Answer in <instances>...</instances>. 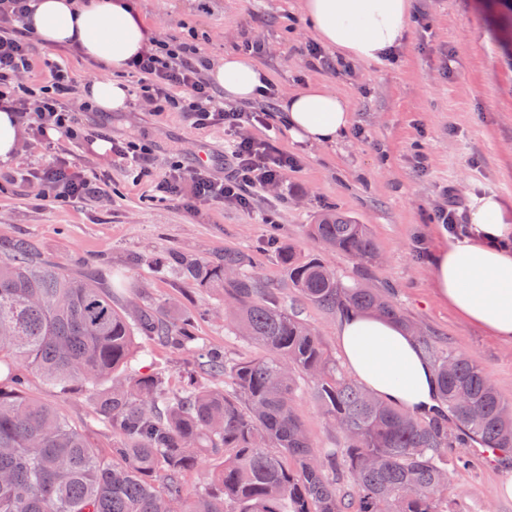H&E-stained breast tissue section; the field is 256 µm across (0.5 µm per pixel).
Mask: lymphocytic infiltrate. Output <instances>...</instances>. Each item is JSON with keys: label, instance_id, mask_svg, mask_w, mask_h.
<instances>
[{"label": "lymphocytic infiltrate", "instance_id": "1", "mask_svg": "<svg viewBox=\"0 0 512 512\" xmlns=\"http://www.w3.org/2000/svg\"><path fill=\"white\" fill-rule=\"evenodd\" d=\"M31 3L32 0H0V103H9L12 111L37 134L54 130L73 139L82 138L76 114L61 105L62 98L71 92L69 77L61 65H52V82L40 89L16 83L18 75L31 63L34 33L25 23ZM205 66L196 46L174 36L158 39L149 51L129 62L132 73L145 82L143 99L153 102L156 111L186 112L197 128L221 125L234 134L229 147V176L219 180L206 170L189 169L176 161L159 179L157 188L190 210L196 203L212 201L247 211L255 192L282 182L294 161L269 142L241 135L243 126L266 124L269 113L263 108L246 110L216 101L202 76ZM34 177L43 197L58 203L103 191L96 176L64 160L49 162Z\"/></svg>", "mask_w": 512, "mask_h": 512}]
</instances>
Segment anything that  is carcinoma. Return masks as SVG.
I'll use <instances>...</instances> for the list:
<instances>
[{"instance_id":"carcinoma-1","label":"carcinoma","mask_w":512,"mask_h":512,"mask_svg":"<svg viewBox=\"0 0 512 512\" xmlns=\"http://www.w3.org/2000/svg\"><path fill=\"white\" fill-rule=\"evenodd\" d=\"M324 248L367 267L378 258L366 225L322 213L310 225ZM288 286L328 311L372 312L405 326L434 354L438 404L406 414L339 372L320 337L279 289L249 272L247 254L172 252L166 261L195 288H220L233 324L259 356L228 361L166 307L120 308L99 279L74 277L30 242H0V512H446L448 461L472 442L512 453V405L475 360L440 351L373 288L342 285L321 258L278 246ZM201 356L171 390L161 374L131 371L136 335ZM88 400L112 434L102 449L52 405L27 393L26 372ZM313 379L327 418L345 436L324 455L292 396ZM213 460L192 493L187 475ZM352 491L336 488V471Z\"/></svg>"}]
</instances>
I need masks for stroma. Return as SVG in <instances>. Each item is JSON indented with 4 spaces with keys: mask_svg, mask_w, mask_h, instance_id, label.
Segmentation results:
<instances>
[{
    "mask_svg": "<svg viewBox=\"0 0 512 512\" xmlns=\"http://www.w3.org/2000/svg\"><path fill=\"white\" fill-rule=\"evenodd\" d=\"M136 2L157 36H197L210 63L243 51L247 43L263 44L257 62L278 94L328 86L350 103L348 129L336 142L309 145L293 140L277 119L248 127L252 137L296 158L287 181L256 193L248 213L217 204L190 212L162 198L154 182L135 180L129 162L109 150L98 152L87 140L102 133L116 142L145 144L159 176L174 160L195 167V154L205 147L213 156L212 173L221 177L229 132L220 126L195 128L188 113H157L135 96L123 112L85 110L81 89L100 76L98 64L75 49L38 41L21 83L33 89L48 85V60L62 63L75 87L63 104L78 113L87 138L79 142L31 132L16 159L0 163V238L28 240L74 274L94 270L124 278L129 287L115 294L117 306L177 300L194 320L197 335L223 348L230 360L256 356L259 349L236 336L224 319L223 293L187 287L176 270L155 260L173 250L209 253L232 247L248 254L252 273L273 286L285 279L276 250L285 243L301 256L326 258L343 285L361 282L381 291L422 332L437 337L442 349L474 358L502 398L512 402V343L490 338L441 302L431 271L442 240L435 213L444 189H452L463 212H470L478 197L493 194L512 213V7L504 0H410L396 61L353 60L344 66L327 48L325 63L310 62L306 48L316 36L303 0ZM55 158L92 171L103 193L65 205L41 200L29 174ZM326 208L366 225L381 262L364 269L343 253L325 254L309 226ZM135 255L144 262L133 268L129 260ZM281 300L300 306L301 319L317 330L328 354L341 360L336 314L301 304L291 288ZM135 342L151 350L140 367L165 374L172 387L181 386L194 368L191 352L172 353L141 336ZM28 392L70 421H85L91 413L84 399L61 394L38 377H31ZM293 402L320 452L343 447L344 436L329 423L310 379H300ZM463 454L468 466L449 469L450 512H512V499L498 494L512 467L484 461L471 447Z\"/></svg>",
    "mask_w": 512,
    "mask_h": 512,
    "instance_id": "obj_1",
    "label": "stroma"
}]
</instances>
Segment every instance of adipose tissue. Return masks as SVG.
<instances>
[{"instance_id":"1","label":"adipose tissue","mask_w":512,"mask_h":512,"mask_svg":"<svg viewBox=\"0 0 512 512\" xmlns=\"http://www.w3.org/2000/svg\"><path fill=\"white\" fill-rule=\"evenodd\" d=\"M316 37L348 59L380 60L404 37L409 0H304ZM34 25L49 47L77 49L102 69L85 85L84 99L98 111L121 112L129 102L120 76L128 60L151 48L154 32L132 0H37ZM230 101H250L267 74L251 54L228 53L207 71ZM294 140L326 144L351 123L346 98L311 86L280 103ZM467 232L445 235L432 259L434 286L467 322L512 343V217L493 194L471 211ZM336 337L349 372L395 408L419 414L436 403L434 366L404 327L363 312L340 318Z\"/></svg>"}]
</instances>
